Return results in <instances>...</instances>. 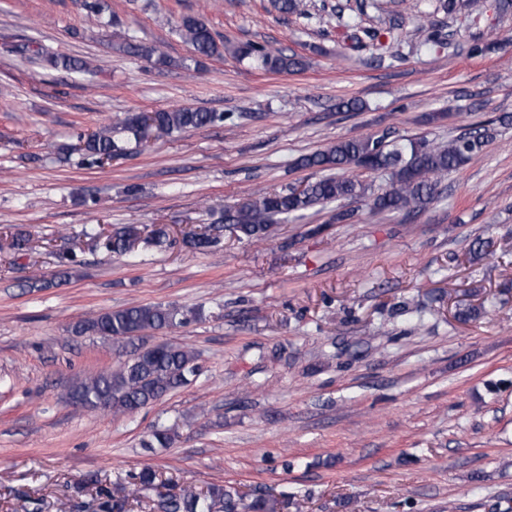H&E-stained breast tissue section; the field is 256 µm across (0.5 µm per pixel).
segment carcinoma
Instances as JSON below:
<instances>
[{"label": "carcinoma", "instance_id": "cac0c4a2", "mask_svg": "<svg viewBox=\"0 0 512 512\" xmlns=\"http://www.w3.org/2000/svg\"><path fill=\"white\" fill-rule=\"evenodd\" d=\"M378 2L355 0L353 7L337 4L333 10L339 18L346 10L363 15L369 8H378ZM275 8L283 16L312 18L306 0H275ZM178 31L182 39L203 56H220L224 52V43L216 40L199 17L182 18ZM381 37V30L356 24L349 35L351 47L357 50L376 47ZM235 54L271 72H294L308 66L302 56L288 55L252 42L236 47ZM223 121L222 112L192 108L128 113L112 127L80 135L79 151L87 164L101 166L129 152L132 142L139 147L175 132ZM511 122L512 116L508 114L476 122L469 131L448 140L446 145L424 138H404L392 131L339 138L296 161V166L316 171L314 180L301 187L260 190L248 201L224 211V223L239 240H262L273 235L276 224L282 219L301 216L329 204L336 205V220H351L355 210L346 205L355 201L377 213L400 214L412 219L440 197L439 178L481 153L496 138V126ZM357 170L388 177V188L372 191L371 184L355 174ZM140 243V230L131 224L115 229L107 238L106 247L115 254L134 258ZM198 317L199 313L194 310L143 304L107 310L78 321L73 326L75 333L109 336L125 342L131 351L130 358L118 370L75 383L69 392L70 402L88 410L108 409L116 414H127L187 384L198 372L197 353L187 346L169 342L148 346L142 343V338L146 331L171 328ZM158 486L156 472L146 468L133 487L121 486L107 493L99 508L101 512H127L129 500ZM153 508L157 512H277L280 502L269 494H243L224 486H214L205 492L184 487L175 493H157Z\"/></svg>", "mask_w": 512, "mask_h": 512}]
</instances>
